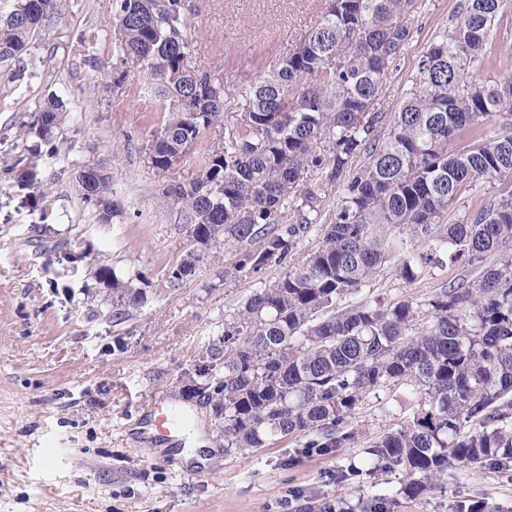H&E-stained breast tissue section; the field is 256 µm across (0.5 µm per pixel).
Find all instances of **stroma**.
<instances>
[{"label": "stroma", "instance_id": "stroma-1", "mask_svg": "<svg viewBox=\"0 0 512 512\" xmlns=\"http://www.w3.org/2000/svg\"><path fill=\"white\" fill-rule=\"evenodd\" d=\"M457 0H425L411 16L412 37L394 60L372 105L390 127L429 44L451 22ZM197 41L199 69L223 77L231 101L223 124L165 171L149 160L148 135L161 102L142 88L137 68L97 83L114 58L112 0H54V17L37 36L22 72L0 66V172L25 155L20 138L49 95L67 103L38 178L48 191L40 221L27 191L0 190V512H308L311 504L359 501L386 493L392 512H512V469L465 465L441 487L402 493L401 471L361 474L339 484L338 467L362 465L375 435L411 418L416 399L402 386L367 396L352 422L358 440L308 451L305 438L278 440L230 454L215 446L218 420L204 394L185 397L225 317L256 289L282 274L277 265L238 272L233 250L213 255L195 275L170 287L168 269L189 250L179 207L164 200L171 182L197 179L204 153L221 148L235 123L237 84L254 79L306 35L326 0H184ZM98 33L81 45L83 32ZM102 165L112 176L120 212L98 223L77 191L78 170ZM389 259L363 287L361 299L427 302L472 268L433 267L405 282L396 265L411 249L385 226ZM75 262H68V255ZM141 275L146 301L115 319L112 293L95 271ZM186 413L174 435L154 431L152 404ZM212 442L208 462H183L187 426Z\"/></svg>", "mask_w": 512, "mask_h": 512}]
</instances>
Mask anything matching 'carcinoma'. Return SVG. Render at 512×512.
<instances>
[{
    "label": "carcinoma",
    "mask_w": 512,
    "mask_h": 512,
    "mask_svg": "<svg viewBox=\"0 0 512 512\" xmlns=\"http://www.w3.org/2000/svg\"><path fill=\"white\" fill-rule=\"evenodd\" d=\"M16 11L0 19V62H21L52 15ZM503 0H459L451 24L418 65L414 87L388 132L370 111L391 63L411 37L405 19L423 0H328L317 25L272 68L244 86L239 122L224 146L204 155L202 174L162 195L183 212L191 247L170 267L171 286L193 276L219 249L235 248L236 268L284 266L256 289L209 343L210 363L182 392L209 391L224 450L252 451L287 437L307 448L354 443L350 427L372 391L403 385L419 400L413 418L375 436L366 472L398 468L403 492L433 489L461 463L512 467V73L496 69L512 53V18ZM116 60L142 69L143 89L165 101L147 147L169 169L221 122L224 81L187 58L196 41L183 0H115ZM65 103L50 98L30 133L50 142ZM502 120L493 132L485 120ZM366 162L349 168L351 159ZM36 156L6 168L22 186L37 179ZM345 178L322 245L290 264L318 223V194L291 205L309 171ZM484 179L489 188L475 191ZM101 176L83 197L109 224L118 205ZM296 220L288 221V206ZM415 248L398 263L411 282L448 261L481 269L424 305L336 300L361 292L388 259L380 225ZM96 277L112 289L116 314L141 307L134 279L106 265Z\"/></svg>",
    "instance_id": "1"
}]
</instances>
